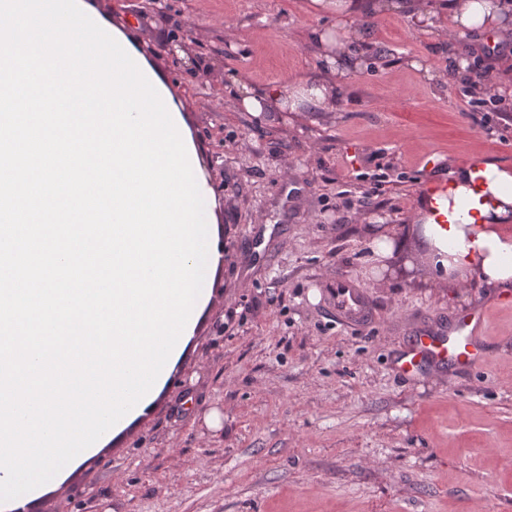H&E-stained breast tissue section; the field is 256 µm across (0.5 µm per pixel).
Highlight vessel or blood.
<instances>
[{
	"label": "vessel or blood",
	"mask_w": 512,
	"mask_h": 512,
	"mask_svg": "<svg viewBox=\"0 0 512 512\" xmlns=\"http://www.w3.org/2000/svg\"><path fill=\"white\" fill-rule=\"evenodd\" d=\"M330 312L341 325L353 328L370 318V301L362 288L336 275L326 281ZM488 311L481 308L458 315L452 327L419 331L398 356V371L407 380L438 366L475 370L487 361Z\"/></svg>",
	"instance_id": "1"
}]
</instances>
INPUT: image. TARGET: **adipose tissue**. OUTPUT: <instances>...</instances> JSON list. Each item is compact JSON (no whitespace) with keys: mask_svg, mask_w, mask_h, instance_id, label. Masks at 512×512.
Returning a JSON list of instances; mask_svg holds the SVG:
<instances>
[{"mask_svg":"<svg viewBox=\"0 0 512 512\" xmlns=\"http://www.w3.org/2000/svg\"><path fill=\"white\" fill-rule=\"evenodd\" d=\"M308 7L336 18L335 33L313 34L322 49L318 76L298 75L284 86L237 79L235 110L256 114L335 111L339 87L356 70L349 48L364 36L363 28L353 25L354 17L401 12L410 29L423 31L432 27L435 15L431 0H309ZM448 10L456 29L496 44L512 42V25L506 22L512 0H450ZM436 180L448 187L445 223H438L434 209L422 211L417 233L394 228L374 238L373 258L423 251L443 284L456 288L474 280L490 288L512 289V234L505 228L512 221V170L479 160L448 168Z\"/></svg>","mask_w":512,"mask_h":512,"instance_id":"ef3b65f1","label":"adipose tissue"}]
</instances>
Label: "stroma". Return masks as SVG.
Masks as SVG:
<instances>
[{
  "mask_svg": "<svg viewBox=\"0 0 512 512\" xmlns=\"http://www.w3.org/2000/svg\"><path fill=\"white\" fill-rule=\"evenodd\" d=\"M307 2L104 0L183 103L224 263L157 400L27 512H512V299L435 285L421 259L375 272L367 246L383 227L417 226L441 166L512 169V70L463 55L474 38L447 11L433 33L388 13L351 46L358 68L336 111H233L238 75L316 74L312 34L336 19ZM171 43L178 56L163 53ZM479 75L501 92L473 114ZM336 274L369 295V322L330 314ZM479 306L494 310L483 368L400 377L416 329ZM213 408L217 431L203 422Z\"/></svg>",
  "mask_w": 512,
  "mask_h": 512,
  "instance_id": "1",
  "label": "stroma"
}]
</instances>
